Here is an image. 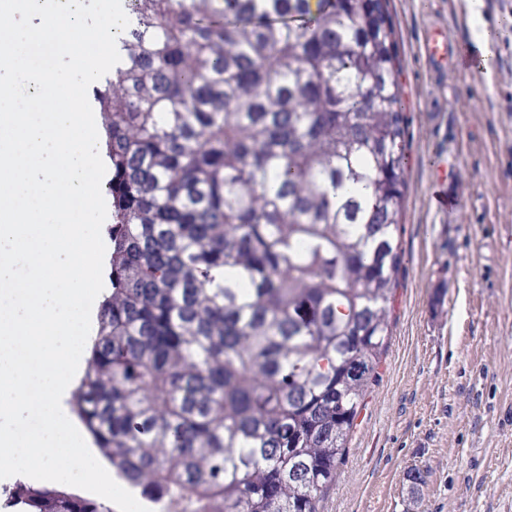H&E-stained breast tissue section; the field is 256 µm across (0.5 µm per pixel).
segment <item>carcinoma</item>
I'll list each match as a JSON object with an SVG mask.
<instances>
[{"label":"carcinoma","mask_w":512,"mask_h":512,"mask_svg":"<svg viewBox=\"0 0 512 512\" xmlns=\"http://www.w3.org/2000/svg\"><path fill=\"white\" fill-rule=\"evenodd\" d=\"M92 88L108 270L71 412L159 512H318L390 338V0H126ZM14 512H112L19 482Z\"/></svg>","instance_id":"carcinoma-1"}]
</instances>
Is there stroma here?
Listing matches in <instances>:
<instances>
[{
    "label": "stroma",
    "mask_w": 512,
    "mask_h": 512,
    "mask_svg": "<svg viewBox=\"0 0 512 512\" xmlns=\"http://www.w3.org/2000/svg\"><path fill=\"white\" fill-rule=\"evenodd\" d=\"M391 13L408 141L400 285L319 512H512V0L476 15L468 0H392ZM440 26L490 31L491 70L434 74L420 46ZM443 160L448 209L434 201Z\"/></svg>",
    "instance_id": "1"
}]
</instances>
